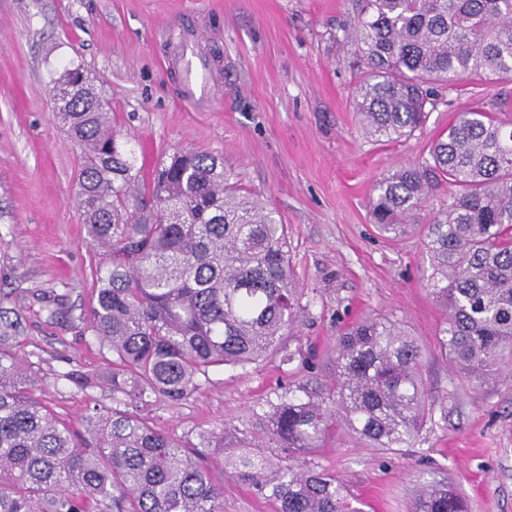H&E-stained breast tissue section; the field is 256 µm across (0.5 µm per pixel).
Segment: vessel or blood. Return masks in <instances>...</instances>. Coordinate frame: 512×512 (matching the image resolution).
<instances>
[{"label": "vessel or blood", "instance_id": "vessel-or-blood-1", "mask_svg": "<svg viewBox=\"0 0 512 512\" xmlns=\"http://www.w3.org/2000/svg\"><path fill=\"white\" fill-rule=\"evenodd\" d=\"M168 62L180 77L182 101L196 109L208 106L218 77L210 56L194 43L181 39L174 43Z\"/></svg>", "mask_w": 512, "mask_h": 512}]
</instances>
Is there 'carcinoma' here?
I'll list each match as a JSON object with an SVG mask.
<instances>
[{"instance_id": "1", "label": "carcinoma", "mask_w": 512, "mask_h": 512, "mask_svg": "<svg viewBox=\"0 0 512 512\" xmlns=\"http://www.w3.org/2000/svg\"><path fill=\"white\" fill-rule=\"evenodd\" d=\"M345 32L362 65L355 108L367 136L408 137L433 104L431 86L512 81V0H355ZM82 80L77 92L70 83ZM55 109L82 153L76 202L99 261L94 296L77 321L112 355L91 374L58 377L112 406L78 425L42 402L44 379L22 349L27 307L0 297V512H224V480L256 486L278 512H364L336 475L299 460L342 433L375 448L409 447L436 400L423 350L401 323L363 317L346 328L318 377L266 398L239 443L224 427L184 437L147 412L200 392L210 370L254 364L304 310L292 288L288 228L219 158L181 149L140 181L81 66L53 80ZM434 169L455 187L426 224L429 293L443 314L439 343L478 386L512 362V126L464 112L434 144ZM427 171L404 165L369 201L380 230L411 223ZM280 448V464L256 452ZM413 512H466L446 483L427 482Z\"/></svg>"}]
</instances>
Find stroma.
<instances>
[{"instance_id":"1","label":"stroma","mask_w":512,"mask_h":512,"mask_svg":"<svg viewBox=\"0 0 512 512\" xmlns=\"http://www.w3.org/2000/svg\"><path fill=\"white\" fill-rule=\"evenodd\" d=\"M353 0H0V294L29 306L25 350L47 381L44 398L76 420L102 389L58 380L77 363L106 360L76 319L93 288L95 258L73 200L80 151L54 110L52 81L82 65L128 137L143 177L175 149L223 158L288 226L294 285L305 313L288 350L246 368L210 371L206 387L150 416L176 436L197 426L248 430L252 411L287 382L306 378L340 331L369 312L400 321L424 352V377L438 403L413 447L392 453L340 436L308 454L336 474L366 512H412L420 480L449 483L469 512H512V365L482 387L459 374L437 337L442 312L426 286L424 227L378 232L369 197L377 180L405 164H429L434 140L461 113L482 106L512 120V84L465 80L437 87L421 129L401 142L367 138L353 102L355 56L344 30ZM218 31L202 43L222 70L208 110L177 95L171 45ZM224 512H275L254 486L224 481Z\"/></svg>"}]
</instances>
